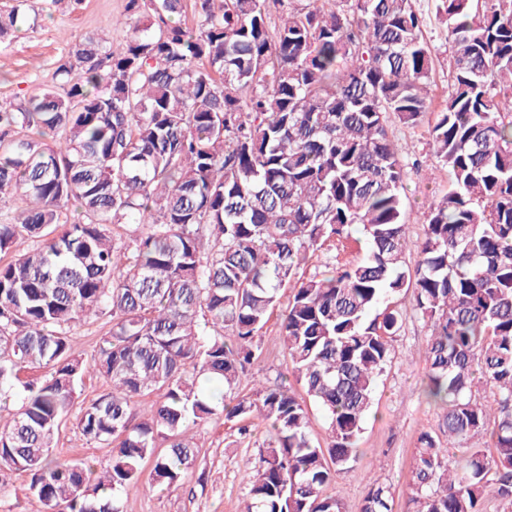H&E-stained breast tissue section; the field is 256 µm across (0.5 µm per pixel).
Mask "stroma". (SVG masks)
Listing matches in <instances>:
<instances>
[{"instance_id":"obj_1","label":"stroma","mask_w":512,"mask_h":512,"mask_svg":"<svg viewBox=\"0 0 512 512\" xmlns=\"http://www.w3.org/2000/svg\"><path fill=\"white\" fill-rule=\"evenodd\" d=\"M425 18L423 35L433 57L430 109L438 111L448 95V26L438 10L439 0H414ZM36 13L35 27L21 29L0 40V102L27 98L56 85L55 71L64 61L71 41L86 36L124 38L114 22L125 14L126 0H28ZM396 147L410 168L403 197L407 234L423 236L424 206L439 201L448 190V171L429 152L428 127L393 129ZM289 291H281L279 311L288 305ZM412 295L399 298L403 328L396 337L394 357L380 378L372 411L359 437V457L333 482L346 512H358L373 478H380L393 493L392 512H412L409 485L421 432H437L441 412L421 394L424 355L430 339L429 324L413 308ZM271 316L258 336L259 356L239 379L240 390L254 382L271 385L288 376L291 362L279 332V318ZM238 420L217 415L190 427L197 445L196 462L179 489H151L122 499L123 512H242L247 493L244 475L253 469L265 441L261 419L251 422V436L238 433ZM55 453L68 459H104L112 450L87 443L73 422L62 425L55 438Z\"/></svg>"}]
</instances>
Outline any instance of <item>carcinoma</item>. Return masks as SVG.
I'll list each match as a JSON object with an SVG mask.
<instances>
[{"label": "carcinoma", "mask_w": 512, "mask_h": 512, "mask_svg": "<svg viewBox=\"0 0 512 512\" xmlns=\"http://www.w3.org/2000/svg\"><path fill=\"white\" fill-rule=\"evenodd\" d=\"M17 2L1 40L28 21ZM442 5L448 97L428 135L448 192L423 212L413 270L407 163L391 140L428 111L433 58L413 0H194L191 26L174 21L182 0H128L123 43L70 44L63 93L0 105V202L21 200L0 255L37 242L0 262V401L14 404L0 488L23 472L45 512H123L132 490L177 487L196 460L183 428L217 415L197 389L208 376L239 434L254 414L269 424L244 512H343L327 487L358 458L410 291L431 328L426 392L443 407L441 435L419 437L413 512H484L492 480L512 506V0ZM119 224L136 225L120 243ZM357 233L361 256L299 273ZM288 288L283 346L324 411L323 448L289 381L237 391ZM103 315L111 328L87 361L70 329ZM26 366L49 374L23 382ZM90 373L109 391L75 424L112 455L61 459L56 433ZM484 433L489 445L451 463L448 449ZM159 437L170 446L156 456ZM390 498L376 481L359 512H391Z\"/></svg>", "instance_id": "obj_1"}]
</instances>
